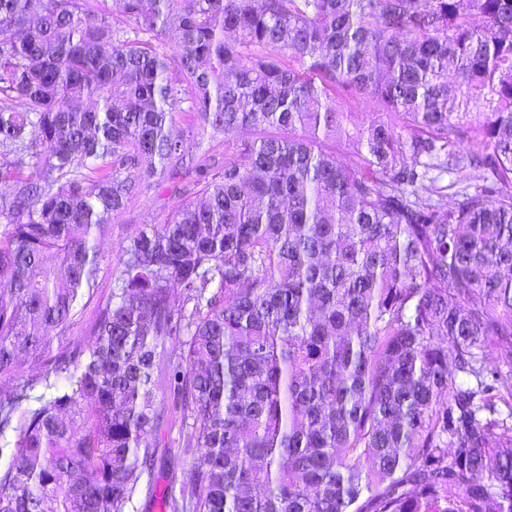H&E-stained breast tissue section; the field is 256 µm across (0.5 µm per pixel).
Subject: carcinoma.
Listing matches in <instances>:
<instances>
[{
  "instance_id": "obj_1",
  "label": "carcinoma",
  "mask_w": 512,
  "mask_h": 512,
  "mask_svg": "<svg viewBox=\"0 0 512 512\" xmlns=\"http://www.w3.org/2000/svg\"><path fill=\"white\" fill-rule=\"evenodd\" d=\"M511 186L512 0H0V512L155 491L168 338L174 512H512ZM345 112H352V118L359 124L383 117V112L367 99H351L343 104ZM177 198L166 191L146 190L134 199L127 208L112 220V237L102 243L103 260L99 273L100 290L104 291L111 284V274L116 267L119 246L124 238L142 224H161L175 205Z\"/></svg>"
}]
</instances>
